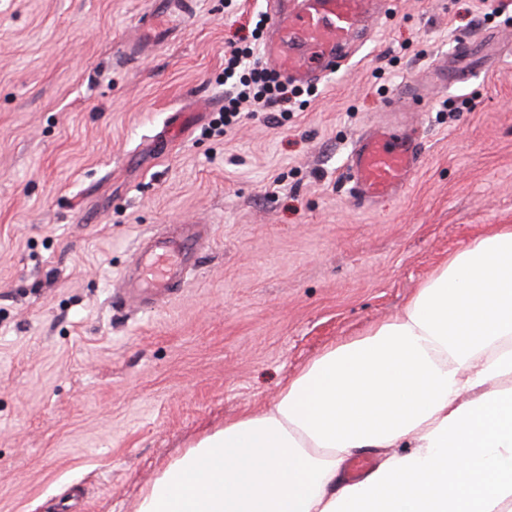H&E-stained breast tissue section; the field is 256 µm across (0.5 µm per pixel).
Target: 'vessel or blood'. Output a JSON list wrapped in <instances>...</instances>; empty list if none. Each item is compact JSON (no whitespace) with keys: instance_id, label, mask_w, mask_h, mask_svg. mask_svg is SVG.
<instances>
[{"instance_id":"vessel-or-blood-1","label":"vessel or blood","mask_w":512,"mask_h":512,"mask_svg":"<svg viewBox=\"0 0 512 512\" xmlns=\"http://www.w3.org/2000/svg\"><path fill=\"white\" fill-rule=\"evenodd\" d=\"M385 0H268L264 60L289 82L312 85L339 70L366 17ZM424 147L392 124L373 126L356 141L347 168L353 193L368 208L396 195L417 172ZM203 233L188 225L178 236L141 242L137 286L160 294L175 287Z\"/></svg>"}]
</instances>
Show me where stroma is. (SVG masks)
<instances>
[{
	"label": "stroma",
	"instance_id": "1",
	"mask_svg": "<svg viewBox=\"0 0 512 512\" xmlns=\"http://www.w3.org/2000/svg\"><path fill=\"white\" fill-rule=\"evenodd\" d=\"M497 6L390 0L294 111L245 104L220 133L224 54L264 0H196L134 60L153 0H0V512H135L170 460L512 224ZM465 33L468 78L424 84ZM416 81L419 104L388 113ZM393 120L422 164L359 208L347 158ZM187 222L209 237L184 281L122 306L140 240Z\"/></svg>",
	"mask_w": 512,
	"mask_h": 512
}]
</instances>
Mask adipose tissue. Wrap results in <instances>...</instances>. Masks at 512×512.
Returning <instances> with one entry per match:
<instances>
[{
    "label": "adipose tissue",
    "mask_w": 512,
    "mask_h": 512,
    "mask_svg": "<svg viewBox=\"0 0 512 512\" xmlns=\"http://www.w3.org/2000/svg\"><path fill=\"white\" fill-rule=\"evenodd\" d=\"M137 512H512V225L170 461Z\"/></svg>",
    "instance_id": "1"
}]
</instances>
